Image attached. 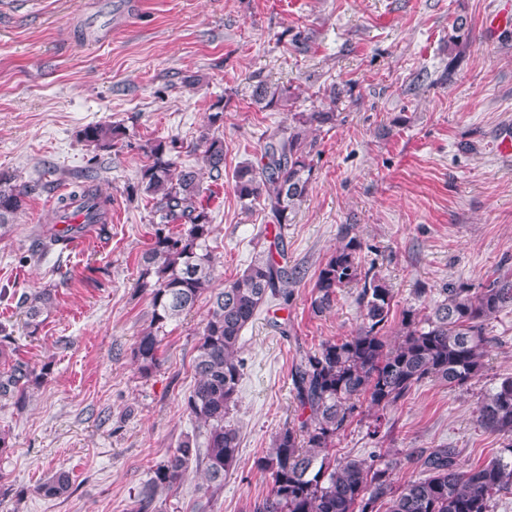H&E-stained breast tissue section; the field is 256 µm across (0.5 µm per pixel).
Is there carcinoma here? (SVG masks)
Returning a JSON list of instances; mask_svg holds the SVG:
<instances>
[{"instance_id": "1", "label": "carcinoma", "mask_w": 512, "mask_h": 512, "mask_svg": "<svg viewBox=\"0 0 512 512\" xmlns=\"http://www.w3.org/2000/svg\"><path fill=\"white\" fill-rule=\"evenodd\" d=\"M254 103L275 110L298 98L290 85L255 86ZM336 121V113L323 110L288 113V125L268 137L255 161L233 173L234 191L248 207L256 203L270 223L283 229L291 223L304 200L312 176L313 132ZM224 107L208 116L199 137L203 148L200 168L180 165L177 141L149 139L142 150L148 157L129 186L150 204L154 232L143 254L139 287L151 300V318L133 348L140 372L149 376L160 367L159 348L166 328L190 312L199 298L210 294L211 306L198 333L193 388L186 410L197 435L185 436L169 450L154 470L150 482L137 495L135 512H163L157 506L160 490H171L190 474L201 477L199 489L214 494L224 487V476L235 464L239 430L230 414L237 405L243 363L238 358L243 329L263 306L278 300L288 303L289 286L296 271L288 268L283 237L264 248L233 282L213 287V258L209 241L212 224L211 195L202 180L223 179ZM85 141L110 150L122 143L119 125H89ZM98 172L89 170L57 198L55 212L74 204L89 206L91 223L105 224L111 198L98 190ZM29 190L11 183L0 173V231L14 222L27 205ZM72 228H55L38 236L35 251L45 256L66 249ZM360 243L349 239L320 268L311 299L319 315L336 304L337 291L359 284L362 326L352 336L322 342L315 349L300 347L292 366V398L297 420L285 424L274 436L271 451L258 461L272 481L270 492L253 503V512H376L380 501L387 512H488L489 502L512 490V460L498 456L462 470L456 449L436 448L424 459L428 475L408 480L396 488L390 466L379 468L372 459L336 461L329 450L340 432L351 424L361 400L384 412L397 405L411 389L427 380L462 388L477 379L484 368L487 328L491 320L512 306V277L492 276L477 286L450 283L430 312L409 310L401 320L400 337L390 344L385 336L393 295L386 283L363 269L356 254ZM52 303V291L22 294L27 335L38 334L41 316ZM0 361L9 369L0 373V399L24 407L29 389L42 383L50 371L45 364L32 367L20 356L13 332L0 325ZM479 426L506 440L512 453V376L491 388L477 407ZM204 435V442L197 440ZM70 489L68 476L59 473L38 488L45 497H60Z\"/></svg>"}]
</instances>
